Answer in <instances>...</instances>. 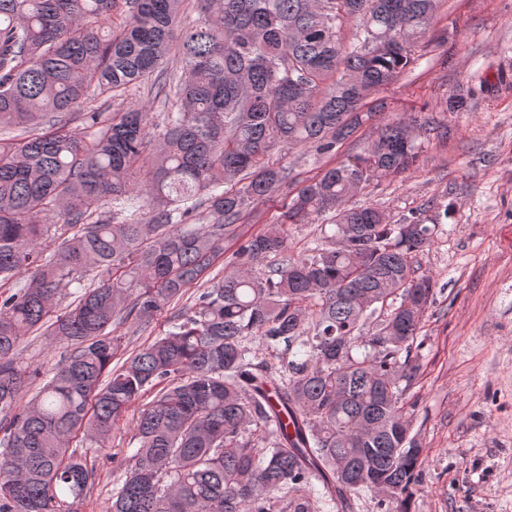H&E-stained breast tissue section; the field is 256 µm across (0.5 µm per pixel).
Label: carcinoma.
<instances>
[{"label":"carcinoma","mask_w":512,"mask_h":512,"mask_svg":"<svg viewBox=\"0 0 512 512\" xmlns=\"http://www.w3.org/2000/svg\"><path fill=\"white\" fill-rule=\"evenodd\" d=\"M184 2L0 0V282L32 273L0 301V512H71L96 470L70 443L102 446L148 394L106 512H336L364 497L410 512L423 449L404 400L435 288L413 261L448 210L391 224L346 206L416 165L408 124L292 199L283 223L330 213V245L294 259L280 231L245 239L244 267L117 363L112 326L148 331L207 275L288 182L264 161L275 144L328 154L373 120L365 99L413 63L437 0H199L183 28ZM174 48L175 72L154 79ZM149 83L171 104L152 132L147 113L112 111ZM52 229L63 243L47 256ZM32 333L65 351L25 402L41 376L19 360Z\"/></svg>","instance_id":"1"}]
</instances>
